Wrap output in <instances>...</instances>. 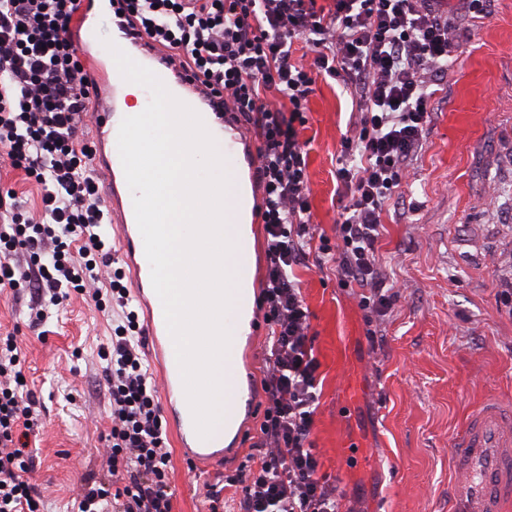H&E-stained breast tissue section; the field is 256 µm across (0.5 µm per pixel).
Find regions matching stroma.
<instances>
[{"mask_svg":"<svg viewBox=\"0 0 512 512\" xmlns=\"http://www.w3.org/2000/svg\"><path fill=\"white\" fill-rule=\"evenodd\" d=\"M446 10L453 48L443 89L379 243L380 271L397 292L390 308L367 318L334 269L297 272L319 362L313 440L344 512H448L450 447L468 410L512 395V0H484L475 13L448 0ZM351 120L349 94L318 81L300 138L313 222L331 239L342 212L336 159ZM29 302L0 290V336H17L37 400L29 480L43 512H73L85 483L108 475L102 354L112 313L75 293L33 326ZM269 331L261 325L241 350L254 403L238 462L194 482L173 459V512H205L207 485L247 473L258 456Z\"/></svg>","mask_w":512,"mask_h":512,"instance_id":"1","label":"stroma"}]
</instances>
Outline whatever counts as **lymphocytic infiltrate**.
I'll list each match as a JSON object with an SVG mask.
<instances>
[{
	"mask_svg": "<svg viewBox=\"0 0 512 512\" xmlns=\"http://www.w3.org/2000/svg\"><path fill=\"white\" fill-rule=\"evenodd\" d=\"M76 9L77 0H0V154L40 189L36 217L17 191H0V288L29 290L37 324L71 292L103 285L105 306L120 313L105 370L112 476L87 483L78 512H173L157 389L141 354L139 315L102 232L105 207L82 136L87 75L68 35ZM121 12L222 93L231 122L260 140L267 407L261 452L235 512H339L312 440L319 363L296 271L334 264L343 285L361 288L364 309L390 304L378 262L383 216L434 118L448 18L433 0H124ZM320 77L345 89L356 114L337 158L345 205L334 246L312 223L299 138ZM22 375L16 336H0V512H40L41 494L27 479L36 400Z\"/></svg>",
	"mask_w": 512,
	"mask_h": 512,
	"instance_id": "1",
	"label": "lymphocytic infiltrate"
}]
</instances>
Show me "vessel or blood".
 Instances as JSON below:
<instances>
[{
    "label": "vessel or blood",
    "instance_id": "1",
    "mask_svg": "<svg viewBox=\"0 0 512 512\" xmlns=\"http://www.w3.org/2000/svg\"><path fill=\"white\" fill-rule=\"evenodd\" d=\"M69 35L82 59L92 64L89 80L96 104L90 112L89 141L94 148L93 164L110 187L104 205L120 255L131 268L133 297L145 311L142 333L147 356L160 364L162 412L171 424L181 457L196 474L222 463L227 456L224 428L216 426L209 438H200L186 399L174 343L161 300L151 284L150 264L117 148L120 123L129 115L124 104L125 82L119 76L102 78L95 64L104 49V39H111L133 60L155 72L174 97L196 111L223 156H230L242 138L241 131L225 127L224 107L218 97L200 82L190 80L182 67L171 62L168 51L146 35L136 34L113 10H95L86 0H80ZM454 446L458 477L448 496V512H512V398L491 396L473 407Z\"/></svg>",
    "mask_w": 512,
    "mask_h": 512
}]
</instances>
